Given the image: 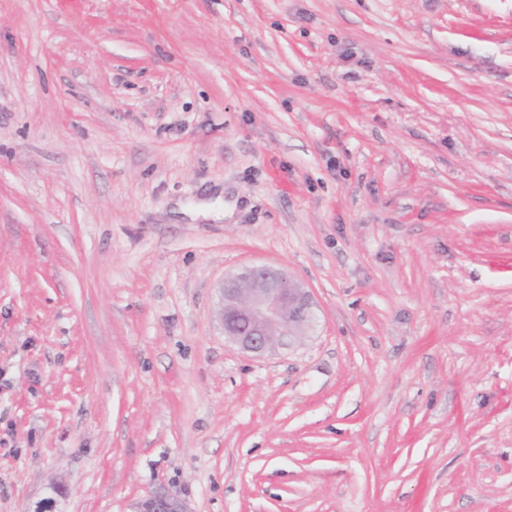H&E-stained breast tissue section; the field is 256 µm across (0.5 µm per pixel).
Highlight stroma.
<instances>
[{
    "mask_svg": "<svg viewBox=\"0 0 512 512\" xmlns=\"http://www.w3.org/2000/svg\"><path fill=\"white\" fill-rule=\"evenodd\" d=\"M159 487L512 512V0H0V512ZM314 305L307 288L268 264L243 266L219 286L224 336L244 352L262 354L303 335L314 323Z\"/></svg>",
    "mask_w": 512,
    "mask_h": 512,
    "instance_id": "stroma-1",
    "label": "stroma"
}]
</instances>
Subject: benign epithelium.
Here are the masks:
<instances>
[{
	"mask_svg": "<svg viewBox=\"0 0 512 512\" xmlns=\"http://www.w3.org/2000/svg\"><path fill=\"white\" fill-rule=\"evenodd\" d=\"M219 317L225 338L240 350L262 354L303 335L314 323L310 291L282 269L251 264L224 276ZM132 512H191L187 501L164 487L137 502Z\"/></svg>",
	"mask_w": 512,
	"mask_h": 512,
	"instance_id": "benign-epithelium-1",
	"label": "benign epithelium"
}]
</instances>
